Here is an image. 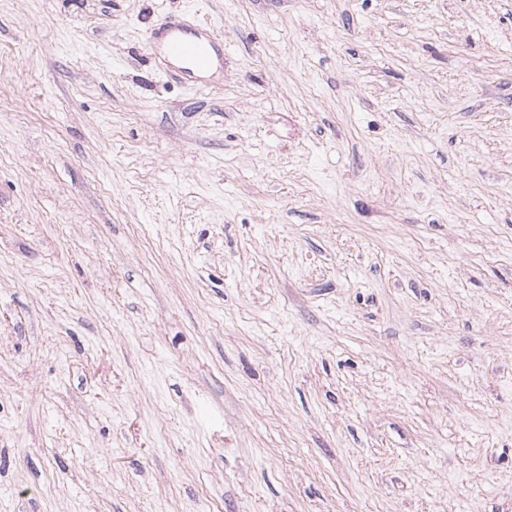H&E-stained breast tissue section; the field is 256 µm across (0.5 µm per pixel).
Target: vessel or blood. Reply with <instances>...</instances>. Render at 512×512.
Returning <instances> with one entry per match:
<instances>
[{
  "label": "vessel or blood",
  "instance_id": "1",
  "mask_svg": "<svg viewBox=\"0 0 512 512\" xmlns=\"http://www.w3.org/2000/svg\"><path fill=\"white\" fill-rule=\"evenodd\" d=\"M147 49L164 73L195 86L210 84L224 67V41L213 28L185 16L160 17L148 31Z\"/></svg>",
  "mask_w": 512,
  "mask_h": 512
}]
</instances>
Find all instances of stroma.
<instances>
[{"mask_svg":"<svg viewBox=\"0 0 512 512\" xmlns=\"http://www.w3.org/2000/svg\"><path fill=\"white\" fill-rule=\"evenodd\" d=\"M0 512H512V0H0ZM147 49L168 76L195 87L224 69V40L213 28L186 16L166 14L148 31Z\"/></svg>","mask_w":512,"mask_h":512,"instance_id":"35a3bbf8","label":"stroma"}]
</instances>
